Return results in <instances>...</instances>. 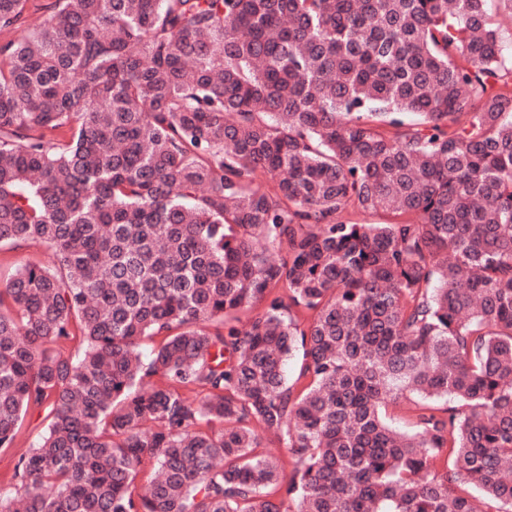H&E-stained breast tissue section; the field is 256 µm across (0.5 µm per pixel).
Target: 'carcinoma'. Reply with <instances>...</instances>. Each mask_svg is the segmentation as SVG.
Segmentation results:
<instances>
[{
	"label": "carcinoma",
	"instance_id": "obj_1",
	"mask_svg": "<svg viewBox=\"0 0 512 512\" xmlns=\"http://www.w3.org/2000/svg\"><path fill=\"white\" fill-rule=\"evenodd\" d=\"M29 2L0 248L53 260L0 286V452L44 413L0 512H512V0Z\"/></svg>",
	"mask_w": 512,
	"mask_h": 512
}]
</instances>
